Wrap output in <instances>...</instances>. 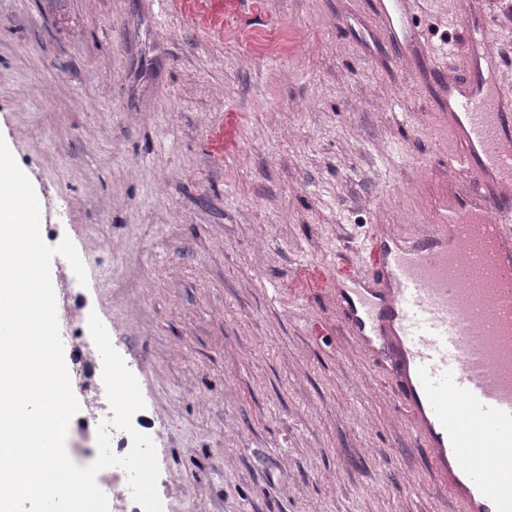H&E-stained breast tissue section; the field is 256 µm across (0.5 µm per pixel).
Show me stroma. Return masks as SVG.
<instances>
[{"mask_svg": "<svg viewBox=\"0 0 512 512\" xmlns=\"http://www.w3.org/2000/svg\"><path fill=\"white\" fill-rule=\"evenodd\" d=\"M0 0V137L44 200L62 336L141 387L163 512H452L336 275L428 224L471 78L456 0ZM375 15L381 28L395 29L393 14L400 9L404 14L410 12V1L374 0Z\"/></svg>", "mask_w": 512, "mask_h": 512, "instance_id": "1", "label": "stroma"}]
</instances>
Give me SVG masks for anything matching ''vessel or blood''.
I'll use <instances>...</instances> for the list:
<instances>
[{
    "label": "vessel or blood",
    "instance_id": "obj_1",
    "mask_svg": "<svg viewBox=\"0 0 512 512\" xmlns=\"http://www.w3.org/2000/svg\"><path fill=\"white\" fill-rule=\"evenodd\" d=\"M381 28L409 0H374ZM482 33L452 51L472 79L448 80V128L458 177L434 202V223L376 231L370 262L349 281L357 303L344 314L370 356L390 362L434 479L455 512H512V90L484 73ZM493 277L473 294L471 273Z\"/></svg>",
    "mask_w": 512,
    "mask_h": 512
}]
</instances>
